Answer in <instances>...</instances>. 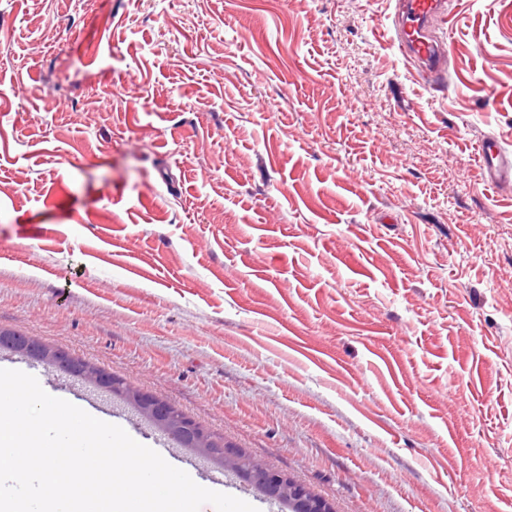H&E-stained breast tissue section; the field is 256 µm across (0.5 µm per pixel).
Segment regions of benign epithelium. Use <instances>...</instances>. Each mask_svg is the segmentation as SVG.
<instances>
[{
  "mask_svg": "<svg viewBox=\"0 0 512 512\" xmlns=\"http://www.w3.org/2000/svg\"><path fill=\"white\" fill-rule=\"evenodd\" d=\"M7 346L25 357L52 362L59 369L74 373L100 389L120 391L153 423L187 448H194L220 464L224 462L229 464L237 460L239 449L222 448L218 452L212 451L209 448L208 432L187 416L177 415L175 407L167 401L118 382L112 374L94 367L66 350L52 348L35 338H27L17 343L9 341ZM239 476L249 483L258 477L261 478L265 495L273 501L289 500L295 512H328L330 510V504L324 499L313 498L307 486L300 483L290 486L288 479L255 461L249 468L239 471Z\"/></svg>",
  "mask_w": 512,
  "mask_h": 512,
  "instance_id": "7a95c632",
  "label": "benign epithelium"
}]
</instances>
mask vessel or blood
I'll list each match as a JSON object with an SVG mask.
<instances>
[{"label": "vessel or blood", "instance_id": "vessel-or-blood-1", "mask_svg": "<svg viewBox=\"0 0 512 512\" xmlns=\"http://www.w3.org/2000/svg\"><path fill=\"white\" fill-rule=\"evenodd\" d=\"M445 0H402V26L397 34L400 47L421 63L430 85L446 80L445 45L432 35L434 29L447 25L452 15ZM479 158L487 181L495 186L512 184V156L507 155L494 139L479 144Z\"/></svg>", "mask_w": 512, "mask_h": 512}]
</instances>
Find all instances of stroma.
<instances>
[{
	"mask_svg": "<svg viewBox=\"0 0 512 512\" xmlns=\"http://www.w3.org/2000/svg\"><path fill=\"white\" fill-rule=\"evenodd\" d=\"M0 0V328L334 512H512V0ZM47 393L167 435L12 352ZM444 0H403L402 26L397 33L399 48L427 70L426 79L431 86L446 81L444 68L445 44L432 36V31L447 25L451 13L444 7ZM479 158L486 180L495 187L512 184V158L492 138L479 144ZM7 346L25 357L52 362L59 369L79 375L100 389L110 392L112 389L120 391L127 400L135 404L153 423L178 443L187 448H194L222 465L224 462L229 464L237 460L241 452L237 448H219L218 452L212 451L209 448L208 432L186 415L178 416L173 405L123 382L118 383L112 374L93 367L91 363L66 350L52 348L35 338H26L17 343L8 341Z\"/></svg>",
	"mask_w": 512,
	"mask_h": 512,
	"instance_id": "stroma-1",
	"label": "stroma"
}]
</instances>
